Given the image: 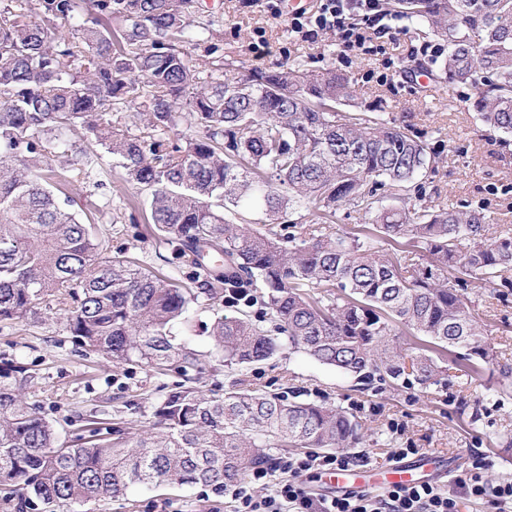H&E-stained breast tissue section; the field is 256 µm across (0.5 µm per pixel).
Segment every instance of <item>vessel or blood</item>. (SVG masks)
I'll return each mask as SVG.
<instances>
[{"label": "vessel or blood", "mask_w": 512, "mask_h": 512, "mask_svg": "<svg viewBox=\"0 0 512 512\" xmlns=\"http://www.w3.org/2000/svg\"><path fill=\"white\" fill-rule=\"evenodd\" d=\"M450 467L447 456L429 454L389 466L378 474L367 466L330 469L321 475L319 486L321 490L331 493L434 484L447 476Z\"/></svg>", "instance_id": "1"}]
</instances>
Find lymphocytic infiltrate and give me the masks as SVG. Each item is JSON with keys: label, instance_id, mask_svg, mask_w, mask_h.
Masks as SVG:
<instances>
[{"label": "lymphocytic infiltrate", "instance_id": "lymphocytic-infiltrate-1", "mask_svg": "<svg viewBox=\"0 0 512 512\" xmlns=\"http://www.w3.org/2000/svg\"><path fill=\"white\" fill-rule=\"evenodd\" d=\"M290 26L310 38L333 33L345 55L364 47V29H373L379 38L392 32L391 25L379 18L378 0H320L316 12L293 14ZM359 462L358 456L349 453H306L278 459L271 466H256L247 483L229 489L234 512H458L455 496L430 484L376 495L328 496L314 493L306 483L307 477ZM486 468L485 459L475 458L460 487L469 498L491 502L496 512H512V481L489 482L483 475ZM277 471L283 473V480H274Z\"/></svg>", "mask_w": 512, "mask_h": 512}]
</instances>
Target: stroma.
<instances>
[{"label": "stroma", "mask_w": 512, "mask_h": 512, "mask_svg": "<svg viewBox=\"0 0 512 512\" xmlns=\"http://www.w3.org/2000/svg\"><path fill=\"white\" fill-rule=\"evenodd\" d=\"M197 21L210 25L207 40L192 46L193 58L207 59L209 44L222 48L224 68L274 69L297 61L304 68L331 65L348 74L356 84L359 106L383 118L407 125L433 146L449 147L436 175L423 183L422 204L434 211L467 203L484 209L491 234L512 229V145L500 146L498 138L483 132L475 112L466 105L468 89L446 84L441 94L422 92L403 73L412 68L414 38L398 30L381 52L353 56L343 62L336 37L324 32L315 39L293 33L289 13L271 14L263 0H199ZM264 35L271 52L253 58L252 44ZM122 169L103 157L90 178L65 174L63 193L83 222L110 229L107 249L123 253L147 267L159 269L173 281L182 275L158 256L147 237L150 213L136 189L125 184ZM476 317L495 345L499 362L479 372L449 370L430 388L396 387L373 383L361 388L303 354L277 355L250 367V387L279 392L291 389L330 408L351 412L362 426V441L355 450L366 465L393 464L397 448L455 457L469 466L472 457L488 462L485 478L512 480V454L501 453L505 437L512 436V377L499 374L501 364L512 365V269L501 272L483 286L476 297ZM17 360L30 367L36 378L30 389L40 401L43 415L60 436L82 434L88 419L111 424L122 413L134 432L149 431L154 406L179 377L148 373L135 366L116 367L106 358H86L76 352L62 323L51 318L31 323L0 324V361ZM499 388L487 398L488 388ZM228 498L210 488L167 485L134 489L119 499H101L76 506L75 512H230Z\"/></svg>", "instance_id": "stroma-1"}]
</instances>
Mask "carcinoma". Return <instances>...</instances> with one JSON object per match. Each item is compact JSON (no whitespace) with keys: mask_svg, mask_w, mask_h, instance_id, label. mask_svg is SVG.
<instances>
[{"mask_svg":"<svg viewBox=\"0 0 512 512\" xmlns=\"http://www.w3.org/2000/svg\"><path fill=\"white\" fill-rule=\"evenodd\" d=\"M80 0H8L0 6V323L66 312L73 345L116 364L173 371L153 417L159 432L131 437L124 422L93 427L79 446L27 403L32 375L0 365V493L17 512L120 498L130 488L201 483L216 495L242 482L265 448H350L359 423L342 409L290 401L237 382L221 396L186 385L215 364L247 368L288 350L370 384L428 388L458 354L472 370L495 363L468 287L512 267V236H488V217L414 201L417 178L441 153L421 136L348 109L350 78L285 63L224 73L186 46L200 41L195 0H91L95 16L64 33L43 17L74 18ZM384 14L443 42L440 70L472 89L486 128L512 135V0H383ZM127 22L121 39L102 20ZM145 98L134 134L108 118ZM186 125L172 141L169 132ZM89 134L103 153L69 154ZM143 194L151 237L188 284L103 255L105 236L60 199L52 161L89 177L102 155ZM395 201L383 204V199ZM373 232L327 229L336 210ZM303 213L308 227L288 215ZM263 227H251V216ZM404 241L403 256L380 242ZM468 241L457 250L456 242ZM458 276L448 277V269ZM422 344L392 343L397 326ZM207 333L199 351L188 337Z\"/></svg>","mask_w":512,"mask_h":512,"instance_id":"1","label":"carcinoma"}]
</instances>
